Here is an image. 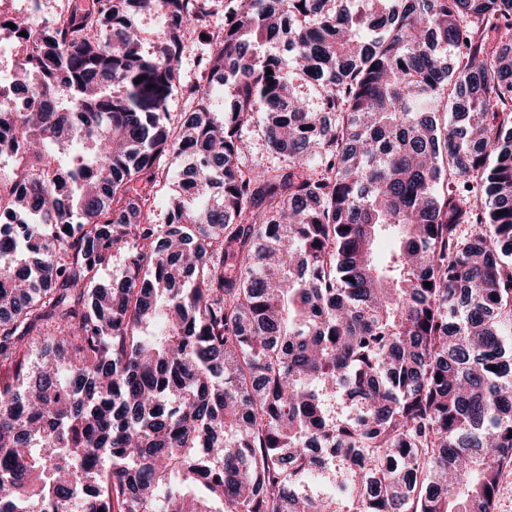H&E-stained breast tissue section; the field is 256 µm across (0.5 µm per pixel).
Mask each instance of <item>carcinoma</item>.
Listing matches in <instances>:
<instances>
[{
    "label": "carcinoma",
    "mask_w": 512,
    "mask_h": 512,
    "mask_svg": "<svg viewBox=\"0 0 512 512\" xmlns=\"http://www.w3.org/2000/svg\"><path fill=\"white\" fill-rule=\"evenodd\" d=\"M352 2L0 8V512H494L512 0ZM255 130L280 165L245 168ZM67 0H41V5L38 11H32L29 8L19 9L16 4L19 1H8L4 7H7L10 11L24 12L25 15L29 16L30 24L33 29H40L44 26L45 22L53 18L60 9L63 8Z\"/></svg>",
    "instance_id": "cac0c4a2"
}]
</instances>
